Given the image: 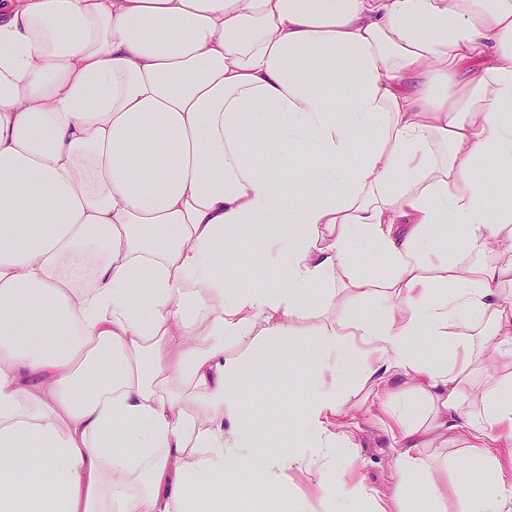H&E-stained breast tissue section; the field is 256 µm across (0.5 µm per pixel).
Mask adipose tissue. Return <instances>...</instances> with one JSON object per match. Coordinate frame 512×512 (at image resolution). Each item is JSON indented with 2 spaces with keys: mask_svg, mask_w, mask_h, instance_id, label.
Listing matches in <instances>:
<instances>
[{
  "mask_svg": "<svg viewBox=\"0 0 512 512\" xmlns=\"http://www.w3.org/2000/svg\"><path fill=\"white\" fill-rule=\"evenodd\" d=\"M268 129L285 178L351 164L282 195ZM481 161L512 170V0H0V447L36 464L0 472V512H196L199 474L315 464L331 512H438L450 492L512 512V372L463 409L475 366L512 361V206ZM279 215L288 231L252 237ZM447 223L502 260L450 256L430 233ZM245 243L277 287L226 286L215 257ZM338 282L383 316L319 328L325 349L359 337L411 378L480 449L481 493L431 478L405 389L370 367L400 422L392 495L346 476L339 384L266 453L224 344L305 335L304 296L334 305ZM420 338L453 347L424 364ZM323 163L316 157H308L307 160L298 167L294 174L293 183L290 185L288 182H281L278 180L279 188L281 191L288 195V193H308L307 191L318 181L319 175L323 170ZM357 260L359 268L362 271L377 277H380L384 274V267L376 259L370 242L362 241L358 244Z\"/></svg>",
  "mask_w": 512,
  "mask_h": 512,
  "instance_id": "obj_1",
  "label": "adipose tissue"
}]
</instances>
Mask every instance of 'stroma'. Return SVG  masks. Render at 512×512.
<instances>
[{
	"label": "stroma",
	"instance_id": "obj_1",
	"mask_svg": "<svg viewBox=\"0 0 512 512\" xmlns=\"http://www.w3.org/2000/svg\"><path fill=\"white\" fill-rule=\"evenodd\" d=\"M381 313L376 299L357 298L344 291L338 293L335 306L324 309L311 320L307 335L289 337L287 355H279L274 345L227 344L226 359L239 365L244 373L252 423L258 424L269 440L283 443L289 427L300 419L299 404L308 397L310 381L321 379L329 383L333 380L332 372L323 365L324 348L321 337L315 333L316 328L337 317L376 318ZM365 362L363 344L356 339L350 341L342 372L347 380L344 393L352 413L348 428L355 445L351 471L353 477L364 480L372 491L386 496L395 490L391 475L397 433L382 422L384 414L380 402L364 381ZM427 453L439 463L433 472L438 481L451 485L470 482L472 473L463 466L462 460L471 450L463 438L445 444L434 443ZM199 480L207 493L223 497L234 512H265L268 500L286 506L295 498L306 500L317 510L323 497L321 476L314 466L289 472L282 485L267 489L255 486L245 492L232 485L211 483L204 474Z\"/></svg>",
	"mask_w": 512,
	"mask_h": 512
}]
</instances>
